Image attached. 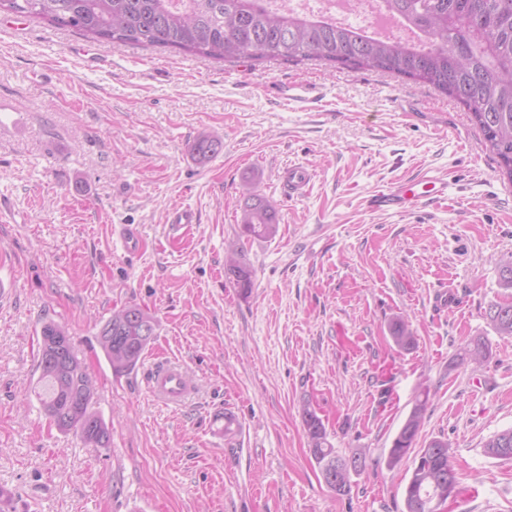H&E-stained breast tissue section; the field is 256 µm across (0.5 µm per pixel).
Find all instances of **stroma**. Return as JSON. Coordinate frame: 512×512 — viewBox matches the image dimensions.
Returning <instances> with one entry per match:
<instances>
[{
    "label": "stroma",
    "mask_w": 512,
    "mask_h": 512,
    "mask_svg": "<svg viewBox=\"0 0 512 512\" xmlns=\"http://www.w3.org/2000/svg\"><path fill=\"white\" fill-rule=\"evenodd\" d=\"M219 155L188 151L201 133ZM314 173L306 195L280 183ZM432 177L448 196L376 212L375 192ZM275 202L276 233L244 244L241 294L224 270L244 183ZM196 223L173 224L174 209ZM136 227L129 253L117 232ZM512 264V183L472 116L433 88L304 61H217L98 42L0 14V488L14 512H407L411 457L392 442L417 395V445L448 441L461 473L446 512H512V460L484 442L512 428V337L489 304ZM455 291L459 304L437 303ZM135 304L157 322L134 371L115 375L96 334ZM415 336L399 349L389 327ZM64 327L112 430L109 447L51 427L32 391L41 327ZM481 336L491 353L457 364ZM184 364L186 405L150 397L154 361ZM310 401L339 455L366 466L341 496L301 414ZM240 428L215 442L225 413ZM223 150V142L220 138L208 133L200 134L190 145V152L200 161H207ZM313 173L310 169L304 166H294L289 168L281 179V185L288 191V196L301 197L309 187Z\"/></svg>",
    "instance_id": "obj_1"
}]
</instances>
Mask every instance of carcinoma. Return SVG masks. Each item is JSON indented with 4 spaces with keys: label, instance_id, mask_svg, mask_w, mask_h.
<instances>
[{
    "label": "carcinoma",
    "instance_id": "cac0c4a2",
    "mask_svg": "<svg viewBox=\"0 0 512 512\" xmlns=\"http://www.w3.org/2000/svg\"><path fill=\"white\" fill-rule=\"evenodd\" d=\"M376 9L395 20L407 35L380 37L362 24L338 23L322 12L300 10L290 0H0V12L42 18L85 36L145 47L173 48L209 58L289 62L318 61L375 70L429 85L465 106L484 140L499 159L501 175L512 182V0H375ZM223 150L220 138L200 134L190 152L207 161ZM240 216L241 234L272 236L278 225L275 203L246 186ZM227 273L247 295L252 270L238 259V248L225 253ZM489 325L501 336H512V302L494 303L486 312ZM395 345L408 350L414 343L409 325L391 327ZM156 336V321L136 305L112 313L100 327L97 341L113 373L136 368ZM77 359L70 336L54 322L41 328L40 376L34 394L49 423L78 436L87 445L108 447L111 430L93 410L96 387L82 363L59 371L47 362L50 351ZM490 346L472 339L460 359L482 362ZM428 401L423 391L393 440L389 464L415 447ZM302 418L310 451L321 472L339 469V480L328 487L339 495L350 491L351 475L366 466L365 457L336 455L321 418L309 405ZM493 458L512 459V428L484 444ZM456 472L452 448L435 439L418 449L406 486L408 512H429V505L448 492V473Z\"/></svg>",
    "mask_w": 512,
    "mask_h": 512
}]
</instances>
